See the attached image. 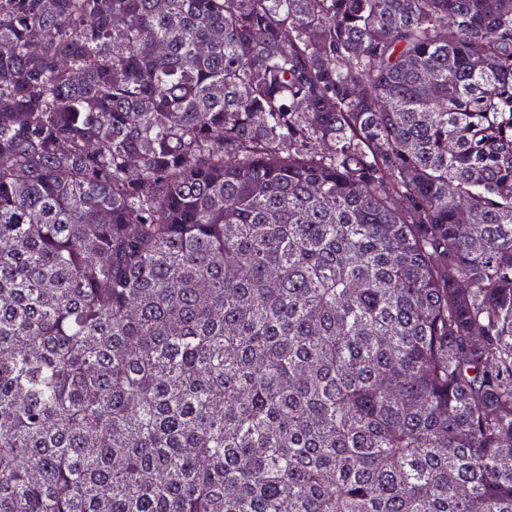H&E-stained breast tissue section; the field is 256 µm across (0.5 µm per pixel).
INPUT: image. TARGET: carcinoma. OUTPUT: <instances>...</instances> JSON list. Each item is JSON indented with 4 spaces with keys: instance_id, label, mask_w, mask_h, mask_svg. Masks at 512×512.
<instances>
[{
    "instance_id": "carcinoma-1",
    "label": "carcinoma",
    "mask_w": 512,
    "mask_h": 512,
    "mask_svg": "<svg viewBox=\"0 0 512 512\" xmlns=\"http://www.w3.org/2000/svg\"><path fill=\"white\" fill-rule=\"evenodd\" d=\"M0 512H512V0H0Z\"/></svg>"
}]
</instances>
